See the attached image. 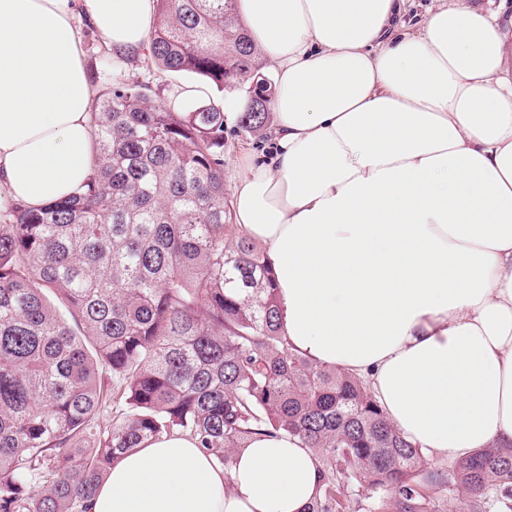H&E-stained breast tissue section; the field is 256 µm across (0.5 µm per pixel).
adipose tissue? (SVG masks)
<instances>
[{"mask_svg": "<svg viewBox=\"0 0 512 512\" xmlns=\"http://www.w3.org/2000/svg\"><path fill=\"white\" fill-rule=\"evenodd\" d=\"M237 0L276 67L274 152L242 160L236 233L262 245L291 347L366 377L394 425L458 459L512 445V18L484 0ZM155 0H0V200L91 171L75 23L121 57ZM320 463L257 437L223 469L174 435L127 453L90 512H305Z\"/></svg>", "mask_w": 512, "mask_h": 512, "instance_id": "obj_1", "label": "adipose tissue"}]
</instances>
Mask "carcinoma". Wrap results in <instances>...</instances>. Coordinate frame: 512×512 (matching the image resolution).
<instances>
[{"mask_svg": "<svg viewBox=\"0 0 512 512\" xmlns=\"http://www.w3.org/2000/svg\"><path fill=\"white\" fill-rule=\"evenodd\" d=\"M156 3L146 68L245 88L239 128H264L275 87L236 0ZM149 91L109 83L87 180L0 218V512H88L115 461L174 434L226 470L258 436L299 438L321 466L308 512H512V447L432 468L367 381L291 350L231 224L224 101Z\"/></svg>", "mask_w": 512, "mask_h": 512, "instance_id": "obj_1", "label": "carcinoma"}]
</instances>
